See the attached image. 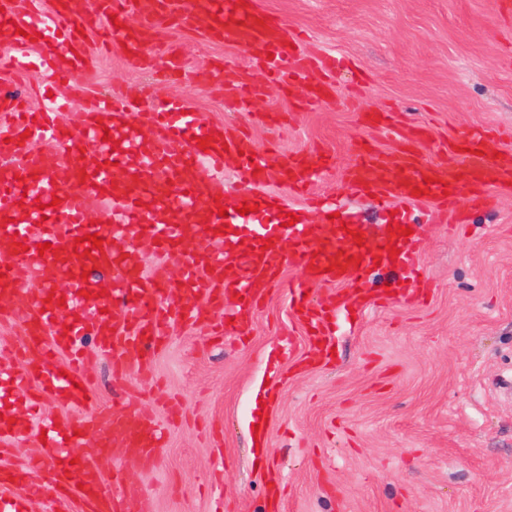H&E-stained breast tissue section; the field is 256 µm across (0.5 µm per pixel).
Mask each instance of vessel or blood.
Masks as SVG:
<instances>
[{
  "mask_svg": "<svg viewBox=\"0 0 512 512\" xmlns=\"http://www.w3.org/2000/svg\"><path fill=\"white\" fill-rule=\"evenodd\" d=\"M132 14L140 19L138 27L126 24ZM199 19L213 38L240 47L263 65L262 81L241 88L231 101L234 110L247 111L270 85L300 89L297 104L305 109L331 96V84L312 74L334 71L335 56L304 59L299 37L254 2L58 0L48 7L44 0H0V42L12 49L0 57V68L21 70L34 61L45 84L72 85L70 99H44L36 113L12 88L0 86V154L5 157L0 218L8 220L0 225V243L8 247L0 255V300L18 295L29 280L39 282L23 309L27 381L39 397L68 403L76 413L44 419L46 443L37 459L46 464L53 489L77 495L94 512H117L122 497L94 466L74 461L71 450L80 446L81 435L102 432L101 455L132 470L150 467L144 451L160 448L166 432L155 414L141 410L138 431L124 447H112L105 434L120 426L123 416L97 410L79 339L92 336L97 354L111 358L120 379L129 371L128 359L150 368L166 342L161 327L173 310L196 321L206 305L237 328L277 288L315 345L332 335L338 311L376 302L377 293L365 286L374 265L399 271L391 293L415 300L430 287L415 260V237L387 233L360 245L344 230L330 235L303 218L284 226L279 209L254 188L274 182L307 192L315 179L308 160L274 145L255 152L248 137L201 119L181 99L160 100L142 112L132 98L98 97L87 102L77 126L59 125L57 112L82 99L80 79L94 66L86 31L103 26L112 44H125L126 61L138 67L147 57L149 33L170 20ZM203 137L210 140L205 150L198 147ZM40 142L50 144L52 154L38 151ZM490 149L491 140L481 131L448 143L436 162L410 143L391 154L368 143L348 166L346 183L351 193L374 195L385 208L429 205L435 217H454L461 203L480 207L489 204L491 192L512 186V151H503L490 165L485 158ZM229 156L239 161L241 189L234 194L224 191ZM168 182L182 193L179 205H172L164 191ZM243 204L251 205V213L239 214ZM317 205V197L308 194L306 209ZM94 206L99 209L95 223L88 217ZM94 233L101 248L88 254L75 250V238ZM136 238L157 240L163 265L179 267V281L148 277L129 247ZM44 243L53 244V251L39 253ZM289 256L303 268L302 278L281 276ZM93 267L113 270L111 296H99L96 281L83 278ZM316 285L331 291L313 300L308 293Z\"/></svg>",
  "mask_w": 512,
  "mask_h": 512,
  "instance_id": "vessel-or-blood-1",
  "label": "vessel or blood"
}]
</instances>
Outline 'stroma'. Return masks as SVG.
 <instances>
[{
    "label": "stroma",
    "mask_w": 512,
    "mask_h": 512,
    "mask_svg": "<svg viewBox=\"0 0 512 512\" xmlns=\"http://www.w3.org/2000/svg\"><path fill=\"white\" fill-rule=\"evenodd\" d=\"M259 2L304 35L308 55L342 59L333 95L316 110H295L275 87L253 113L228 108L237 87L262 73L240 48L211 40L201 21L167 29L138 69L91 31L87 96H133L145 109L178 96L256 149L273 141L314 164L327 148L336 163L313 188L371 239L391 218L352 195L344 171L362 142L385 153L400 142L375 135L366 110L389 112L404 132H426L428 149L476 128L495 148L512 149V14L495 0ZM171 48L184 61L174 77L164 72ZM227 59L233 69L209 79ZM401 218L418 227L416 259L433 284L424 299L397 294L340 313L326 359L310 352L305 327L276 290L234 335H217L208 319L171 316L149 379H130L128 393L114 391L110 359H91L85 371L103 410L125 409L127 429L139 409L167 421L155 466L127 472L99 457L96 432L76 456L107 486H137L152 512H267L273 481L277 512H512V194L472 208L452 228L414 210ZM25 341L19 317L0 315V371L18 390L28 365L11 352ZM170 402L181 407L177 418ZM257 418L262 459L251 443ZM38 443L37 431L20 435L0 460L25 479L6 494L24 512H83L80 501L58 503L42 491L44 472L28 466Z\"/></svg>",
    "instance_id": "stroma-1"
}]
</instances>
